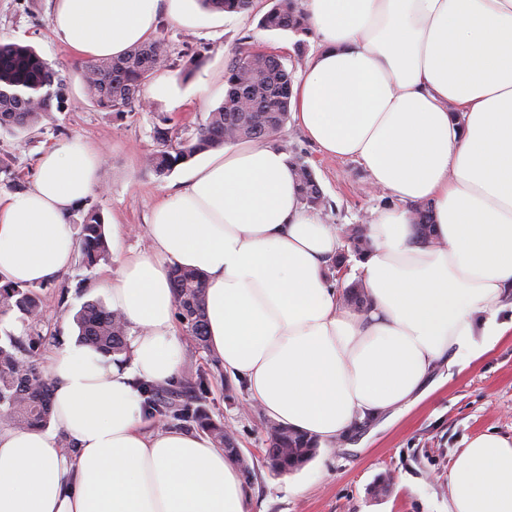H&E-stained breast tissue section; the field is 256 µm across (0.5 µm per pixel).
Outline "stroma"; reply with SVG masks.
I'll return each mask as SVG.
<instances>
[{"instance_id": "stroma-1", "label": "stroma", "mask_w": 512, "mask_h": 512, "mask_svg": "<svg viewBox=\"0 0 512 512\" xmlns=\"http://www.w3.org/2000/svg\"><path fill=\"white\" fill-rule=\"evenodd\" d=\"M270 5V0H255L253 13L229 16L186 0L191 22L176 24L164 17L156 32L177 61L165 73L184 95V105L172 110L155 99L145 111L117 113L88 100L83 61L51 31L53 0H0V41L32 45L69 86L63 110L52 112L33 129L0 131V162L6 165L0 171V192L27 189L46 148L62 139H81L103 156L89 200L105 222H116L118 251L150 250L145 224L152 208L181 187L193 166L206 160L200 154L169 174L157 175L146 159L163 147L158 129L186 138L205 123L224 100L225 65L239 47L274 53L296 75L318 48L315 34L300 38L289 31L262 29L259 19ZM193 53L201 54L203 61L192 73H184L182 66ZM276 144L311 167L325 197V223L362 224L390 204V197L375 189L358 161L327 157L295 121H287ZM117 270L113 260L91 270L75 262L57 280L38 286V330L48 338L37 353L40 363H47L50 352L75 342L73 314L86 301L105 299L104 282ZM183 345L179 377L206 375L202 406L232 431L236 447L250 464V512H448V471L468 440L487 431L512 437V333L468 369L452 368L438 377L404 412L369 422L338 447L318 449L302 468L287 474L272 472L266 463L269 420L261 409L250 407L244 384L228 382L213 355L191 339H184ZM296 484L303 485L302 494L293 493ZM381 484L386 487L382 493L377 490Z\"/></svg>"}]
</instances>
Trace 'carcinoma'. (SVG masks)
<instances>
[{
  "label": "carcinoma",
  "mask_w": 512,
  "mask_h": 512,
  "mask_svg": "<svg viewBox=\"0 0 512 512\" xmlns=\"http://www.w3.org/2000/svg\"><path fill=\"white\" fill-rule=\"evenodd\" d=\"M203 8L228 14L248 13L254 0H200ZM267 30L308 34L307 17L296 0H273L260 19ZM165 40L131 47L117 59L103 58L85 65L83 80L89 101L112 112H133L147 107L144 85L157 68L171 67ZM224 83V102L210 112L194 136L183 139L170 150L148 157L155 173H169L180 163L210 149L238 141L268 144L275 140L290 112L293 74L273 53H256L240 48L228 61ZM64 77L36 50L19 43H0V130L24 131L33 128L60 107L66 96ZM291 162L299 180L301 200L318 208L324 203L321 187L311 167L300 156ZM84 211L75 247L80 263L93 267L109 259V246L98 209L79 205ZM418 232L431 239V205H411ZM342 239L360 256L370 247L368 225L341 229ZM179 322L186 335L200 348H208L205 324V288L202 275L190 268H176L171 276ZM342 303L360 309L367 303L361 281H353L341 293ZM40 303L31 286H19L0 275V317L11 312L29 333L8 334L0 340V424L19 430L40 431L52 419L53 386L34 356L45 337L36 332ZM78 343L88 345L104 356H116L127 349V323L124 316L97 300L85 302L74 315ZM140 390L148 413L161 419L172 418L209 433L217 447L234 457V438L227 436L222 423L211 419L194 404L206 391V379L199 375L177 386L142 383ZM317 446L305 436L284 426L270 428L266 461L272 471L288 473L300 468L316 453Z\"/></svg>",
  "instance_id": "1"
}]
</instances>
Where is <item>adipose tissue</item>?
Returning <instances> with one entry per match:
<instances>
[{
	"mask_svg": "<svg viewBox=\"0 0 512 512\" xmlns=\"http://www.w3.org/2000/svg\"><path fill=\"white\" fill-rule=\"evenodd\" d=\"M184 0H55L56 37L82 60L148 42ZM319 49L294 83L298 127L355 159L392 206L358 261L365 309L345 308L328 266L336 227L305 206L288 154L237 142L157 204L152 248L104 288L127 322L111 362L54 351L52 430L0 427V512H248L233 458L205 432L147 431L137 380L178 369L173 267L205 286L208 345L270 421L332 448L355 423L421 398L439 367L465 369L512 331V0H302ZM461 121H454L453 113ZM101 157L78 140L40 158L31 187L0 193V273L39 286L71 265L68 217ZM431 202L432 240L413 203ZM448 512H512V440H468Z\"/></svg>",
	"mask_w": 512,
	"mask_h": 512,
	"instance_id": "adipose-tissue-1",
	"label": "adipose tissue"
}]
</instances>
